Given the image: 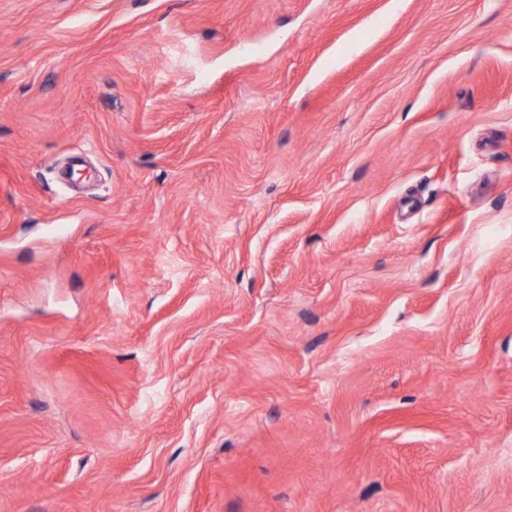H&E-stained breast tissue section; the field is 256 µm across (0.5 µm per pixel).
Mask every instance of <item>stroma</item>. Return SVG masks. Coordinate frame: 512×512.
<instances>
[{
  "instance_id": "35a3bbf8",
  "label": "stroma",
  "mask_w": 512,
  "mask_h": 512,
  "mask_svg": "<svg viewBox=\"0 0 512 512\" xmlns=\"http://www.w3.org/2000/svg\"><path fill=\"white\" fill-rule=\"evenodd\" d=\"M0 512H512V0H0Z\"/></svg>"
}]
</instances>
